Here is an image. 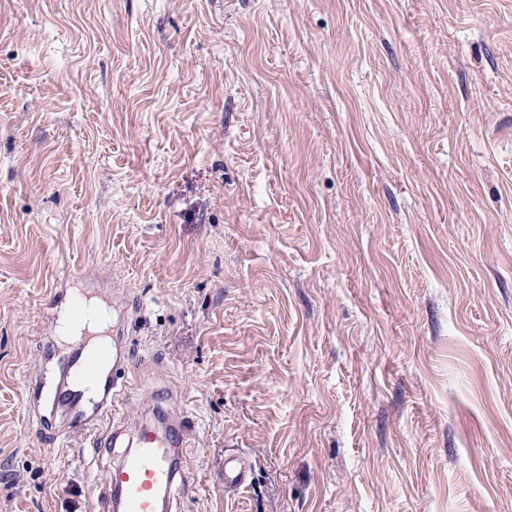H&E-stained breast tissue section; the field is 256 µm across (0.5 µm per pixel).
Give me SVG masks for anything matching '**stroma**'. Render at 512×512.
I'll list each match as a JSON object with an SVG mask.
<instances>
[{"label":"stroma","mask_w":512,"mask_h":512,"mask_svg":"<svg viewBox=\"0 0 512 512\" xmlns=\"http://www.w3.org/2000/svg\"><path fill=\"white\" fill-rule=\"evenodd\" d=\"M64 280L117 448L29 408ZM159 408L186 512H512V0H0V512ZM54 295L61 297V300L67 299L66 318L70 323L78 324L89 319L91 311L84 298L68 297V288H55ZM250 471V463L240 457H227L224 460L225 488L239 489L246 486Z\"/></svg>","instance_id":"stroma-1"}]
</instances>
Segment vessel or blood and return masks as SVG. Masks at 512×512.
<instances>
[{
	"label": "vessel or blood",
	"mask_w": 512,
	"mask_h": 512,
	"mask_svg": "<svg viewBox=\"0 0 512 512\" xmlns=\"http://www.w3.org/2000/svg\"><path fill=\"white\" fill-rule=\"evenodd\" d=\"M57 294L67 301L70 323L89 319L91 311L84 298L69 295L64 288ZM131 387L124 357L104 343L77 351L54 382L31 381L29 403L46 427L51 421L44 416V409L69 406L75 428L87 433L94 447L112 448L120 442ZM186 446L187 432L180 421H170L162 432L141 425L134 450L105 472L98 497L101 512H182L184 505L176 491L189 481ZM249 471L246 459L225 458V487L246 486Z\"/></svg>",
	"instance_id": "obj_1"
}]
</instances>
